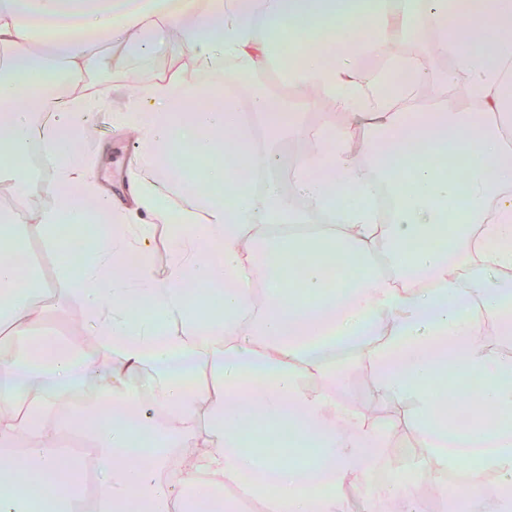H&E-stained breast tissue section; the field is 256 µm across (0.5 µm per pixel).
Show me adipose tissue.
I'll return each mask as SVG.
<instances>
[{
    "label": "adipose tissue",
    "instance_id": "1",
    "mask_svg": "<svg viewBox=\"0 0 512 512\" xmlns=\"http://www.w3.org/2000/svg\"><path fill=\"white\" fill-rule=\"evenodd\" d=\"M315 23L318 34L346 35L332 61L305 54L287 77L292 87H318L336 109L318 123L292 110L287 97L261 92L241 120L230 84L248 73L225 74L228 59L271 57L284 49L287 24ZM433 28L437 54L452 68L429 73L420 62L387 95L363 59L389 45L417 40ZM81 33L80 43L61 38ZM490 32L484 51L475 31ZM165 47L176 59L191 54L213 78L200 85L180 74L155 78L139 91L109 97L90 83L118 49L138 57ZM0 182L22 183L47 198L38 230L54 249L65 235L85 239L79 263L59 267L73 282L88 331L101 357L73 356L58 336L33 333L52 317L57 300L33 285L20 265L19 224L28 213L0 214V318L24 338L23 364L0 365V404L21 396L23 415L0 414V512H23L33 475L47 480L53 504L71 512L86 493L70 471L56 467L40 411L71 385L108 375L109 420L89 427L79 414L59 426L91 432L103 485L91 512H170L166 492L207 473V485L244 481L267 512H352L387 444L386 432L351 411L339 393L347 369L336 353L368 351L377 392L415 401L410 417L438 461L465 457L494 471L485 487L471 479L456 512H512V355L483 340V316L512 340V112L501 87L512 76V8L501 0H0ZM67 84L46 79L49 66ZM466 79L473 106L422 107L423 85L444 96L456 75ZM136 136L137 165L129 191L113 194L96 159L98 112ZM294 133L310 146L287 171L305 208L294 207L272 177L264 195L229 166L250 151L257 126ZM371 155L354 156L357 136ZM38 140L54 157L50 183L27 177L28 144ZM211 163L209 191L175 178L179 149ZM424 154L415 162L410 149ZM471 155L465 185L445 171ZM389 185L396 205L382 220L369 204L372 184ZM329 211L315 225L310 208ZM68 212V226L59 215ZM170 228L169 263L151 261L154 225ZM469 267L470 287L453 273ZM207 288L221 303L205 315L190 296ZM180 322L170 335L168 321ZM213 379L196 383L200 360ZM317 371L314 393L299 383ZM157 390L166 421L154 424L139 406L140 387ZM203 435L205 456L169 469L171 449ZM418 485L401 481L365 498L362 512H422Z\"/></svg>",
    "mask_w": 512,
    "mask_h": 512
}]
</instances>
